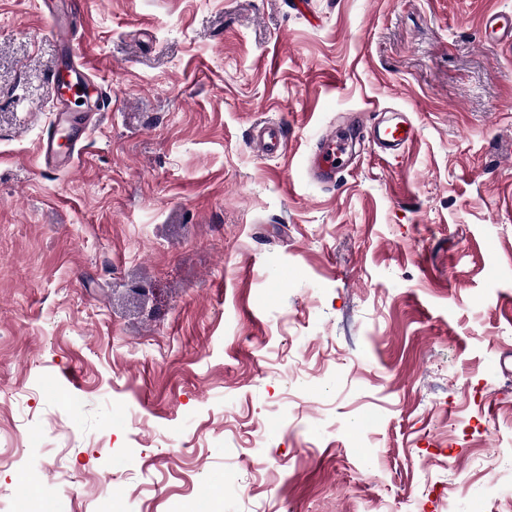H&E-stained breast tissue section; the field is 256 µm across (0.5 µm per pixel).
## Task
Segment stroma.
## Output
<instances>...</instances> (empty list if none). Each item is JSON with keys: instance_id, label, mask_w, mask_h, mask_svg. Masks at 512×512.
<instances>
[{"instance_id": "stroma-1", "label": "stroma", "mask_w": 512, "mask_h": 512, "mask_svg": "<svg viewBox=\"0 0 512 512\" xmlns=\"http://www.w3.org/2000/svg\"><path fill=\"white\" fill-rule=\"evenodd\" d=\"M57 10L68 52L41 0H0V501L512 512L479 460L512 453V51L480 33L512 0ZM76 57L98 94L52 171L51 74ZM397 110L403 158L307 177L326 130ZM266 154H282L286 150V140L283 131L278 127H266L258 134Z\"/></svg>"}]
</instances>
